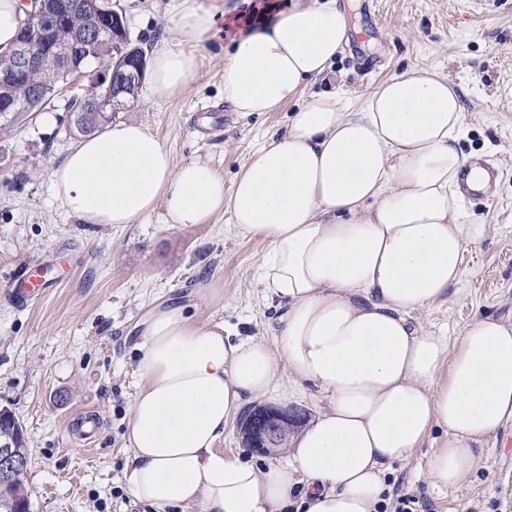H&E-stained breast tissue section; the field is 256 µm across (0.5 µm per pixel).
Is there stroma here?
<instances>
[{"label":"stroma","mask_w":512,"mask_h":512,"mask_svg":"<svg viewBox=\"0 0 512 512\" xmlns=\"http://www.w3.org/2000/svg\"><path fill=\"white\" fill-rule=\"evenodd\" d=\"M179 0H120L132 39L144 52L172 41ZM352 36L311 89L346 91L359 110L383 81L416 66H437L464 104V153L501 168L489 200H466V216L488 224L466 255L462 280L416 322L462 329L490 314L512 321V0H338ZM203 78L182 96L136 101L114 121L146 125L175 163L212 159L232 182L251 152L284 130L291 105L242 113L224 101V53L212 49ZM66 98L49 117L0 131V289L27 267L50 262L56 286L32 309L0 300V408L21 425L30 512H141L127 498L128 420L140 378L138 323L157 304L188 305L200 322L223 323L232 338L273 341L277 311L256 280L265 250L240 235L228 216L205 224H83L54 198L50 172L77 143ZM224 298L212 303L210 282ZM100 430L81 435L87 414ZM391 482L424 496L429 512H512V420L489 437L467 484L433 490L427 455L396 466Z\"/></svg>","instance_id":"35a3bbf8"}]
</instances>
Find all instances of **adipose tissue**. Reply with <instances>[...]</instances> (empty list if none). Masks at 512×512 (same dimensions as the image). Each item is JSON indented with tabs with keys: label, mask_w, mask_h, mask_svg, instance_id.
Returning <instances> with one entry per match:
<instances>
[{
	"label": "adipose tissue",
	"mask_w": 512,
	"mask_h": 512,
	"mask_svg": "<svg viewBox=\"0 0 512 512\" xmlns=\"http://www.w3.org/2000/svg\"><path fill=\"white\" fill-rule=\"evenodd\" d=\"M265 11L238 25L224 57V100L238 112L278 110L348 40L337 0ZM223 19V0H183L173 42L153 51V98L188 91ZM463 126L447 75L412 67L356 112L345 95L311 94L229 188L211 160L175 164L136 122L82 138L52 169L56 198L85 224L229 214L265 242L257 282L284 304L272 343L232 341L181 305L142 321L123 480L145 512H379L393 464L437 428L433 489L467 483L478 449L512 419V322L485 316L452 343L413 320L488 234L461 209ZM313 393L327 405L283 460L260 467L219 449L248 404Z\"/></svg>",
	"instance_id": "adipose-tissue-1"
}]
</instances>
